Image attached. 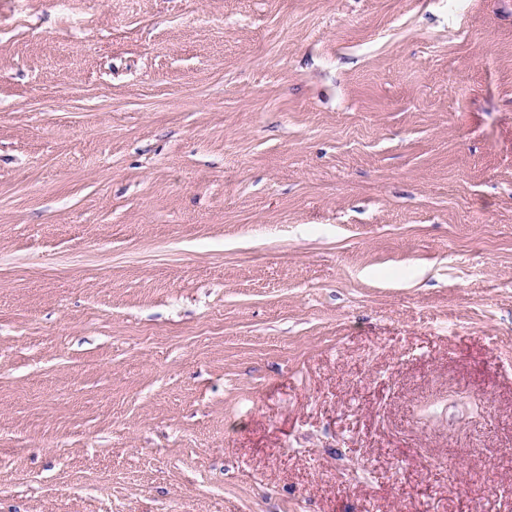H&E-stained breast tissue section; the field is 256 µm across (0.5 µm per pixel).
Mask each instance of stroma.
I'll use <instances>...</instances> for the list:
<instances>
[{
	"mask_svg": "<svg viewBox=\"0 0 512 512\" xmlns=\"http://www.w3.org/2000/svg\"><path fill=\"white\" fill-rule=\"evenodd\" d=\"M0 512H512V0H0Z\"/></svg>",
	"mask_w": 512,
	"mask_h": 512,
	"instance_id": "obj_1",
	"label": "stroma"
}]
</instances>
